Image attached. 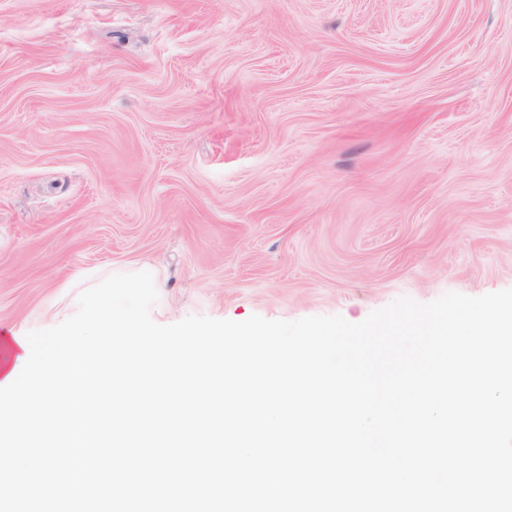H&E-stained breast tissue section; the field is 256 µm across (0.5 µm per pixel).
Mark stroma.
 Wrapping results in <instances>:
<instances>
[{
	"label": "stroma",
	"mask_w": 512,
	"mask_h": 512,
	"mask_svg": "<svg viewBox=\"0 0 512 512\" xmlns=\"http://www.w3.org/2000/svg\"><path fill=\"white\" fill-rule=\"evenodd\" d=\"M138 271L162 325L512 288V0H0V332Z\"/></svg>",
	"instance_id": "stroma-1"
}]
</instances>
